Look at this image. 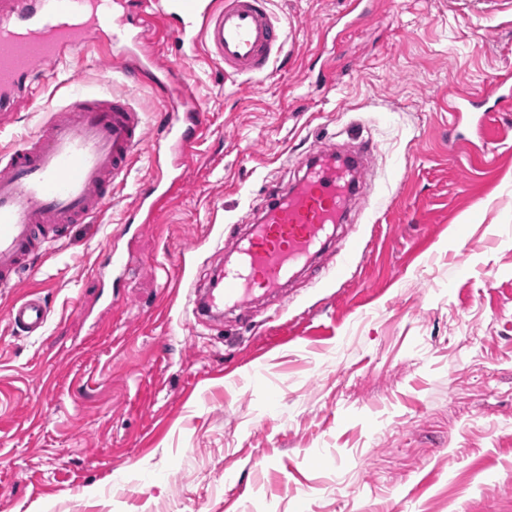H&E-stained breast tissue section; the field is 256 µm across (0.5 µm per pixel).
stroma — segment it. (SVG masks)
Masks as SVG:
<instances>
[{
  "instance_id": "obj_1",
  "label": "stroma",
  "mask_w": 512,
  "mask_h": 512,
  "mask_svg": "<svg viewBox=\"0 0 512 512\" xmlns=\"http://www.w3.org/2000/svg\"><path fill=\"white\" fill-rule=\"evenodd\" d=\"M366 8L270 0L284 52L250 78L195 53L209 131L183 194L120 242L127 269L108 241L152 176L146 145L101 221L0 287V512H512V99L495 86L512 0ZM103 64L46 66L0 151L73 83L130 94L156 131L153 86L103 82ZM462 97L495 116L487 155L452 123ZM366 139L356 221L287 304L196 321L265 187ZM29 289L50 309L37 336L7 321Z\"/></svg>"
}]
</instances>
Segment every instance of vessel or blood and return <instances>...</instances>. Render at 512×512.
Returning a JSON list of instances; mask_svg holds the SVG:
<instances>
[{"label": "vessel or blood", "instance_id": "vessel-or-blood-1", "mask_svg": "<svg viewBox=\"0 0 512 512\" xmlns=\"http://www.w3.org/2000/svg\"><path fill=\"white\" fill-rule=\"evenodd\" d=\"M160 21L180 49L203 48L229 75L264 73L283 50L285 30L268 0H0V112L13 111L42 64H57L95 47L99 36L119 46L111 72L129 83L151 77L166 104L163 140L151 155L153 178L138 192L136 206L120 228L155 223L159 212L184 191L173 170L197 155L209 129L190 71L162 62L128 25L130 12ZM147 139L129 95H94L76 89L6 156L0 157V286H14L35 272L49 243L72 225L98 221L112 204ZM302 178L290 186L269 184L261 217L237 245L214 288L196 301V319L219 321L224 310H244L257 294L274 295L308 266L346 220L350 193L342 171L327 155L309 156ZM50 311L29 294L8 309L20 335L40 334Z\"/></svg>", "mask_w": 512, "mask_h": 512}]
</instances>
